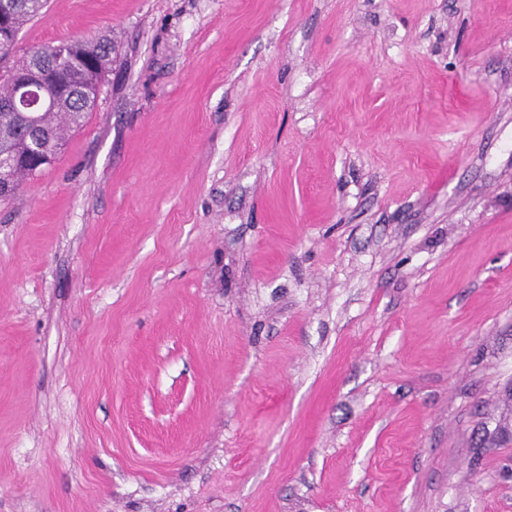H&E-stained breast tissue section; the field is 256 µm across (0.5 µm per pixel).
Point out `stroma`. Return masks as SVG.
<instances>
[{
    "label": "stroma",
    "instance_id": "stroma-1",
    "mask_svg": "<svg viewBox=\"0 0 512 512\" xmlns=\"http://www.w3.org/2000/svg\"><path fill=\"white\" fill-rule=\"evenodd\" d=\"M114 47L0 201V512H512V0H49Z\"/></svg>",
    "mask_w": 512,
    "mask_h": 512
}]
</instances>
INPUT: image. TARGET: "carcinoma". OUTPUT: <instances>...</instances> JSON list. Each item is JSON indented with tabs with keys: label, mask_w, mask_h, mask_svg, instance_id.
I'll return each mask as SVG.
<instances>
[{
	"label": "carcinoma",
	"mask_w": 512,
	"mask_h": 512,
	"mask_svg": "<svg viewBox=\"0 0 512 512\" xmlns=\"http://www.w3.org/2000/svg\"><path fill=\"white\" fill-rule=\"evenodd\" d=\"M15 9L8 19L9 29L13 34L31 20L36 18L45 7V0H13ZM67 49V58L58 60L47 54L48 47H43L31 55L13 64V76L0 75V92L4 96L12 94L14 87L28 79V74L37 71L47 75L46 91L51 96L66 95V120L57 121L54 110L47 107L38 114L41 129H34L27 117L20 112H0V150L13 155L16 161V173L12 192H17L20 182L42 171L38 161L27 155V143L36 135L45 136V147L50 161L58 156L57 144L65 139L67 127H78L91 109L90 95L93 92L90 72L96 70L103 75L112 65V42L107 40L88 42L82 39H65L59 41Z\"/></svg>",
	"instance_id": "carcinoma-1"
}]
</instances>
